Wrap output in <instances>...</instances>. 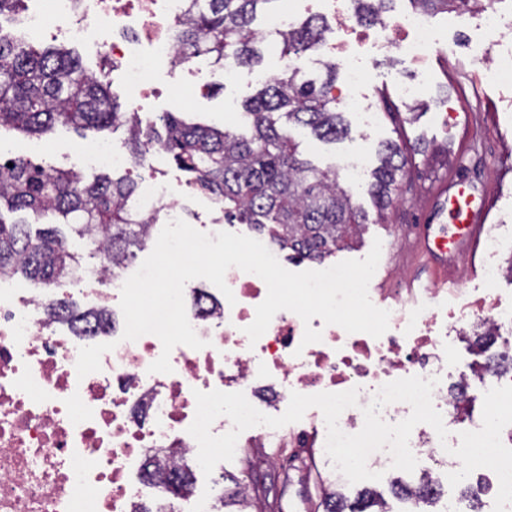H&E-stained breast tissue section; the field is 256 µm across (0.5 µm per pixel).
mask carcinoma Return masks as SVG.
I'll list each match as a JSON object with an SVG mask.
<instances>
[{
	"mask_svg": "<svg viewBox=\"0 0 512 512\" xmlns=\"http://www.w3.org/2000/svg\"><path fill=\"white\" fill-rule=\"evenodd\" d=\"M177 39L183 49L208 57L212 64L250 66L260 62L257 45L263 43L253 21L258 6L275 0H187ZM392 0H354L361 22L383 18ZM428 12L468 11L481 0H410ZM325 29L318 21L279 36L280 57L312 50ZM109 70L84 73L78 58L62 48L36 49L14 36L0 35V128L43 137L59 124L75 129L127 128L131 160L142 164L147 152L158 147L204 190L224 201V214L265 235L288 258L321 262L336 252L360 244L366 216L353 201L336 170L319 169L301 157L290 128L310 129L324 140L348 134L343 113L336 111L333 95L335 66H326V78H306L297 69L261 83L245 101L251 119L248 138L215 126L187 122L163 113L162 130L145 129L138 113L129 112L108 91ZM409 161L399 145L388 142L380 151L371 194L379 210L392 202L398 181L406 176ZM138 185L125 176L103 174L88 182L83 175L52 166L35 165L22 157L0 164V203L21 217L7 223L0 217V276L17 274L37 284H57L74 268L67 239L55 227L32 229L31 222L60 216L81 237L104 236L97 251L116 267L145 248L151 240L153 213L136 209ZM57 315L74 328L86 320L64 301ZM243 478L230 475L235 489L224 491V512H247L250 500L266 502L273 510L277 499L270 487L263 492L244 479L256 463L242 459ZM392 493L409 504L405 512H433L437 498H417L412 485L396 482ZM323 512H389L384 497L371 487L362 488L355 502L333 488L324 492Z\"/></svg>",
	"mask_w": 512,
	"mask_h": 512,
	"instance_id": "carcinoma-1",
	"label": "carcinoma"
}]
</instances>
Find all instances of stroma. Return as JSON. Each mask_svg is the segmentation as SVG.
Returning <instances> with one entry per match:
<instances>
[{
  "mask_svg": "<svg viewBox=\"0 0 512 512\" xmlns=\"http://www.w3.org/2000/svg\"><path fill=\"white\" fill-rule=\"evenodd\" d=\"M480 41L450 56L431 51L419 62L394 56L371 55L362 60L364 79L355 95L362 104L376 111L372 126L360 125L354 109L345 102L337 108L349 123L346 138L325 143L310 132L294 130L305 158L321 167H331L337 156L362 151L367 168L377 164L381 144H399L409 159V172L400 181L384 223H375L376 209L369 193V179L352 185L354 200L366 211L367 224L361 246L336 253V261L365 258L374 240H382L377 286L417 288L431 284L447 293L483 285L482 248L462 255L448 268L447 279H440L421 259L397 254L395 243L410 224L447 223L438 212L432 188L450 176H463L477 190L487 193L491 206L487 221L512 225V77L490 80L475 60ZM253 70L239 68L237 79L225 81L221 68L205 64L206 89L195 95L189 90L192 76L177 68L162 76L160 95L151 109L142 113L143 123L156 122L162 113L178 112L197 123L245 132L243 102L257 90ZM413 88L405 97L403 88ZM125 127L105 132L75 131L61 127L50 136L29 137L13 130L0 131V148L25 155L32 162L80 172L93 179L96 171L86 164L84 151L91 145H108L119 152L127 150ZM312 467L301 472L299 497L284 495V512H313L321 500L327 479L333 478V464L320 449H312Z\"/></svg>",
  "mask_w": 512,
  "mask_h": 512,
  "instance_id": "obj_1",
  "label": "stroma"
}]
</instances>
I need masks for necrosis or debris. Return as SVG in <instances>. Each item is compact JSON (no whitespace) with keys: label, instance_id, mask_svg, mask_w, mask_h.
<instances>
[{"label":"necrosis or debris","instance_id":"obj_1","mask_svg":"<svg viewBox=\"0 0 512 512\" xmlns=\"http://www.w3.org/2000/svg\"><path fill=\"white\" fill-rule=\"evenodd\" d=\"M185 0H44L12 21L22 33H52L79 41L107 58L126 80L132 103L161 72L182 67L195 71V58L181 59L177 29ZM502 0H488L482 15L454 16L449 45L459 34H478L487 77H497L493 51L503 33L512 31V10ZM383 54L411 59L440 48L426 14L413 11L376 25ZM193 182L148 172L141 177L138 206L160 212L164 221L184 217V199ZM512 250V230L493 225L483 262L486 287L467 288L464 306L449 312L432 305L439 289L423 301L389 297L369 288L371 302L388 310L389 328L381 337L347 333L320 318L303 323L294 312L279 311L266 332L250 341L245 329L267 295L265 282L239 268L228 269L231 296L216 288L186 283V314L201 349L185 345L170 353L171 373L150 372L162 353L158 337L123 338V326L79 333L54 320L49 310L60 299H78L85 311L121 313L126 267L105 262L77 269L67 287L52 294L29 293L0 278V512H139L153 502L154 512H181L159 499L158 487L144 476V463L155 451L196 457L189 434L196 413L195 391L244 393L260 412L282 415L292 393L313 395L357 389V406L347 408L338 425L347 434L364 425L362 408L379 388L410 376L438 378L432 400L440 412L447 440L428 424H418L409 446L415 456L446 458L459 435L482 426L481 416L461 413L467 405L469 376L454 373L450 350L466 331H491L495 360L481 372L484 388L512 384V303H502L494 285L505 276L499 263ZM322 333L306 345L305 328ZM304 424L289 432L253 427L258 441L287 440L292 448L325 443L327 428L320 409L309 408Z\"/></svg>","mask_w":512,"mask_h":512}]
</instances>
